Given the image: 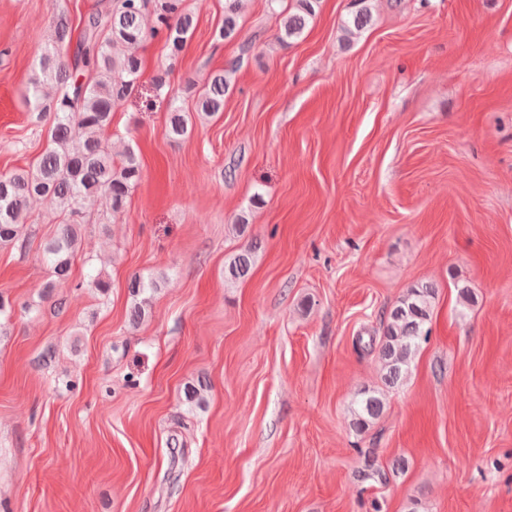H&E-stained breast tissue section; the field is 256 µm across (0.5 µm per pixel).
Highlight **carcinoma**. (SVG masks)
<instances>
[{
    "label": "carcinoma",
    "instance_id": "cac0c4a2",
    "mask_svg": "<svg viewBox=\"0 0 512 512\" xmlns=\"http://www.w3.org/2000/svg\"><path fill=\"white\" fill-rule=\"evenodd\" d=\"M298 2L297 11H281L278 39L282 42L300 36L313 13L315 0ZM148 14L154 16L149 28L144 24ZM193 28L194 17L184 10L182 0H112L106 9L89 15L73 57L61 55L58 49L42 53L39 74L31 82L25 102L33 111L49 115L48 145L32 167L0 174V247L24 242L31 208L43 201L54 203L65 220L43 247V261L52 273L46 288L52 290L69 279L81 241V225L70 218L82 212L85 200L103 196L112 214L119 215L141 179L135 150L128 145L117 154L112 146V111L136 91L141 76L139 58L133 53L120 55L118 49L135 47L151 37L163 40L175 54L182 50ZM239 31L238 0H228L224 20L214 31V42L232 40ZM70 40L69 22L61 16L52 42L62 47ZM232 74L231 70H220L207 77L197 92V118H209L224 110ZM46 82L52 83L54 93L44 104L41 88ZM189 124L190 116L171 104L165 135L183 138L190 131ZM252 261L249 246L229 262L225 277L245 278ZM128 288L139 298L131 311L136 323L144 318L157 282L136 275ZM433 295L434 288L429 285L409 289L384 322L378 353L388 388L404 380L413 354L428 338L426 325L431 319ZM383 409V393L361 391L353 404L351 427L357 431L368 428Z\"/></svg>",
    "mask_w": 512,
    "mask_h": 512
}]
</instances>
